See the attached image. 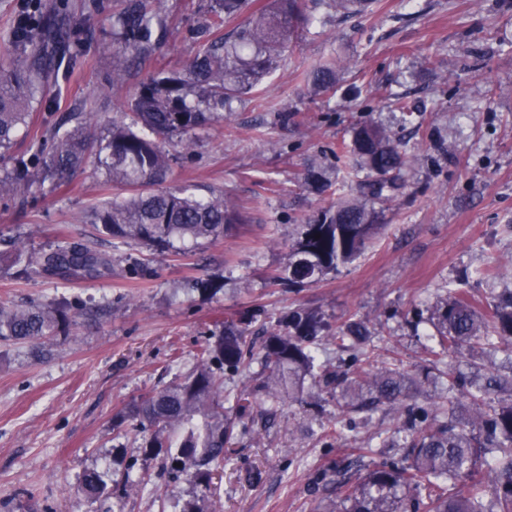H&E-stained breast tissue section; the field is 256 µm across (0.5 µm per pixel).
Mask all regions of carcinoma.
<instances>
[{"instance_id":"1","label":"carcinoma","mask_w":512,"mask_h":512,"mask_svg":"<svg viewBox=\"0 0 512 512\" xmlns=\"http://www.w3.org/2000/svg\"><path fill=\"white\" fill-rule=\"evenodd\" d=\"M323 2L342 14L371 9L368 0ZM184 7L202 15L200 30L209 39L180 72L155 58L168 27L163 0H123L112 16L120 40L112 54V88L123 86L134 65L149 63L152 70L105 137L96 136L90 112L69 113L66 129L50 126L32 134L28 154L35 171L16 174L0 167V197L25 202L47 179L90 164L126 192L92 208L91 224L99 235L159 248L169 247L174 238H224L237 220L224 194L202 198L188 187L161 188L173 158L167 145L175 141L189 150L190 135L224 117L234 101L278 67L287 49L308 32L310 19L300 0H270L254 11L252 0H210L205 8L184 0ZM104 9L103 0H30L14 17L10 38L16 50L0 60V160L8 157L16 133L29 126L35 96L47 111L56 108L45 92V72L63 63L74 67L83 51L71 20L77 15L89 20ZM247 11L250 15L232 33H224L226 24ZM339 69L333 61L314 66L306 76L311 92L336 91ZM337 160L369 175L357 183L355 197L337 201L293 241L290 284L309 281L362 253L378 229L373 203L401 188L387 174L405 166L409 156L386 130L368 124L354 131ZM3 259L30 279L64 282L112 264L106 253L69 243L38 252L15 243L8 256L0 252ZM434 320L437 336L429 353L437 360L473 342L494 348L512 338V294L481 315L464 291L451 289L436 304ZM74 324L63 306L0 304L1 344H28L40 353L45 339ZM282 324L283 330L259 341L236 322L224 321L223 330L202 346L184 382L150 390L125 408L119 418L141 437L145 454L210 490L213 468L224 462L232 443L234 420L243 418L249 406V394L224 390V370L239 372L258 360L269 370L259 390L275 410L299 400L310 379L348 392L346 407L372 411L384 406L397 413L390 432L406 449L407 463H383L358 482L342 481L330 512H512V400L485 408L499 380L483 384L448 370V395L466 399L472 410L471 422L460 424L448 418L445 404L430 413L413 403L412 382L399 367L372 371L371 357L382 349L383 339L371 335L362 321H349L335 336L337 344L362 355L340 370L315 365L311 346L322 328L315 314L295 310ZM107 488L94 469L80 486L92 498L108 494Z\"/></svg>"}]
</instances>
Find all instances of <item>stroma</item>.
Wrapping results in <instances>:
<instances>
[{"instance_id":"obj_1","label":"stroma","mask_w":512,"mask_h":512,"mask_svg":"<svg viewBox=\"0 0 512 512\" xmlns=\"http://www.w3.org/2000/svg\"><path fill=\"white\" fill-rule=\"evenodd\" d=\"M165 3L170 34L157 56L181 68L194 55L198 19L182 0ZM305 7L317 22L282 65L199 131L190 152L171 148L167 187L221 191L236 203L240 221L223 239H176L155 249L94 236L91 206L123 191L90 165L65 175L61 187L45 183L36 203L0 199V239L21 237L34 251L82 243L112 256L110 267L66 286L19 279L0 264V304L80 313L77 325L47 341L45 357L27 345L0 346V512H183L199 500L219 502L221 512H320L335 502L338 482L401 460L397 448L364 450L388 426L387 411L354 415L344 435L328 438L341 392L306 385L302 401L274 418L246 419L209 492L146 459L113 417L147 390L180 382L224 319L244 320L250 335L265 336L297 309L322 317L325 338L315 356L331 367L351 357L331 334L363 319L413 377L418 405L430 408L443 399L440 384L424 374L436 301L458 288L486 311L512 292L503 270L512 257V0H378L374 13L350 18L324 17L313 0ZM74 24L86 30L84 62L49 77L46 91L58 105L36 117L51 125L82 105L102 134L144 73L113 91L111 19ZM330 59L347 63L338 91L312 95L302 74ZM389 94L419 109L421 129L391 111ZM363 122L404 145L405 186L378 203L381 227L353 262L288 285L292 242L337 197L314 191L306 176L321 172L352 196L336 150ZM483 268L493 276L475 277ZM447 363L479 381L490 369L507 374L512 345L466 348ZM91 469L109 497L80 492ZM143 476L154 493L132 490Z\"/></svg>"}]
</instances>
